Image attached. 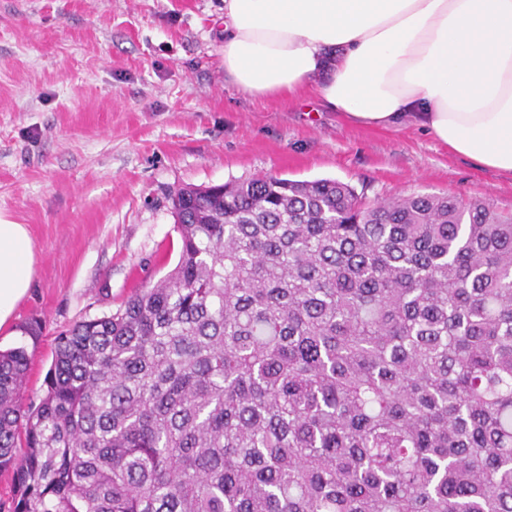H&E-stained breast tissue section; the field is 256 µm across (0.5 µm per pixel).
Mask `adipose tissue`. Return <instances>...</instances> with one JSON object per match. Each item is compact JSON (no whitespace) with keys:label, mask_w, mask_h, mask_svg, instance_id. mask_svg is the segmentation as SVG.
Wrapping results in <instances>:
<instances>
[{"label":"adipose tissue","mask_w":512,"mask_h":512,"mask_svg":"<svg viewBox=\"0 0 512 512\" xmlns=\"http://www.w3.org/2000/svg\"><path fill=\"white\" fill-rule=\"evenodd\" d=\"M224 73L265 98H318L344 118L405 121L512 173V0H224ZM26 225L0 219V328L33 279Z\"/></svg>","instance_id":"adipose-tissue-1"}]
</instances>
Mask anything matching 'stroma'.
Returning <instances> with one entry per match:
<instances>
[{"mask_svg":"<svg viewBox=\"0 0 512 512\" xmlns=\"http://www.w3.org/2000/svg\"><path fill=\"white\" fill-rule=\"evenodd\" d=\"M267 174L335 179L371 203L430 194L512 213L511 173L415 125H353L314 98L238 89L223 0H0V218L27 226L36 255L0 351L26 348V400L44 394L61 333L174 268L179 189Z\"/></svg>","mask_w":512,"mask_h":512,"instance_id":"stroma-1","label":"stroma"}]
</instances>
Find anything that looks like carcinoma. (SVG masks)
<instances>
[{
    "label": "carcinoma",
    "mask_w": 512,
    "mask_h": 512,
    "mask_svg": "<svg viewBox=\"0 0 512 512\" xmlns=\"http://www.w3.org/2000/svg\"><path fill=\"white\" fill-rule=\"evenodd\" d=\"M175 267L0 352L10 512H512V215L263 176L173 200Z\"/></svg>",
    "instance_id": "cac0c4a2"
}]
</instances>
